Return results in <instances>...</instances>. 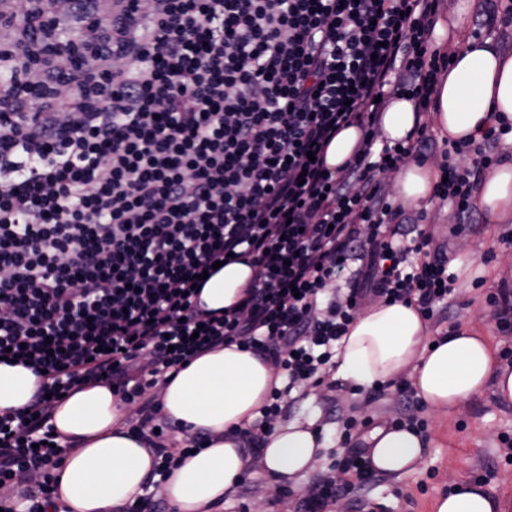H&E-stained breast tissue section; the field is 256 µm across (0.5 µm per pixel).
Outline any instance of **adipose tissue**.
I'll return each mask as SVG.
<instances>
[{
  "label": "adipose tissue",
  "mask_w": 512,
  "mask_h": 512,
  "mask_svg": "<svg viewBox=\"0 0 512 512\" xmlns=\"http://www.w3.org/2000/svg\"><path fill=\"white\" fill-rule=\"evenodd\" d=\"M436 45L450 44L453 61L437 86L428 113L414 100L391 99L381 116L383 139L414 137L419 122L432 121L440 135L477 141L500 117L512 121V45L470 35L465 4L438 20ZM441 171L431 160H410L393 182L406 207L428 208ZM478 206L488 223L512 216V156L480 184ZM251 266L233 262L204 286L206 308L233 307L248 287ZM331 380L351 391H366L408 374L421 403L447 414L489 390L512 403V368L501 365L488 337L463 329L433 335L416 307L374 302L350 325L340 341ZM276 376L272 366L237 346L221 347L168 372L160 388L163 416L179 426V438L211 437L204 448L174 461L161 493L174 512H214L248 477L264 487L299 488L323 446L312 422L291 420L264 433L258 442L259 471L239 440L260 415ZM39 389L27 368L0 362V414L24 408ZM128 410L106 384L72 390L53 411L56 430L76 442L62 449L58 491L49 512H137L154 458L127 423ZM373 473L402 478L414 473L424 439L412 427L379 426L364 438ZM506 504L482 484L460 476L434 512H505Z\"/></svg>",
  "instance_id": "obj_1"
}]
</instances>
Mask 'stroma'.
<instances>
[{
    "instance_id": "obj_1",
    "label": "stroma",
    "mask_w": 512,
    "mask_h": 512,
    "mask_svg": "<svg viewBox=\"0 0 512 512\" xmlns=\"http://www.w3.org/2000/svg\"><path fill=\"white\" fill-rule=\"evenodd\" d=\"M436 243L447 249L449 259L471 257L474 267L492 270V278L459 277L457 289L448 300L445 324L461 323L486 336L497 351L512 345L495 328V309L487 303L488 293L500 284L512 287V219L502 224L486 223L481 212L463 216L451 208H431L425 221ZM414 415L426 421V448L418 471L397 481L373 476L368 483L353 487L347 498L330 505L327 512H352L350 501L382 500L383 512H433L437 497L448 493L457 475L480 482L494 495L512 496V464L501 452V439L512 437V403L496 400L483 392L475 401L447 415L431 412L414 392L400 393L390 385L375 396L352 395L330 379L309 383L292 391L287 419L313 421L325 446L310 473L309 482L331 473L346 455V434L369 432L374 426L395 424L399 417ZM300 493L284 490L259 498L255 481L244 480L228 499L223 512H300Z\"/></svg>"
}]
</instances>
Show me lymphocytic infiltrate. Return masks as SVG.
I'll return each mask as SVG.
<instances>
[{"mask_svg":"<svg viewBox=\"0 0 512 512\" xmlns=\"http://www.w3.org/2000/svg\"><path fill=\"white\" fill-rule=\"evenodd\" d=\"M439 3L0 0V357L41 378L0 416V512H48L52 412L78 386L106 382L135 406L161 477L177 428L146 392L183 362L236 344L293 388L331 362L366 297L428 320L446 309V253L383 187L431 138L377 142L391 96L429 111L448 72L431 46ZM350 125L364 137L332 172ZM510 133L453 143L436 202L474 212ZM231 259L253 268L243 297L202 307L203 271ZM340 472L303 512L370 480L364 451ZM362 138L358 126L345 127L331 142L326 155L327 166L332 171H340L351 160Z\"/></svg>","mask_w":512,"mask_h":512,"instance_id":"1","label":"lymphocytic infiltrate"}]
</instances>
